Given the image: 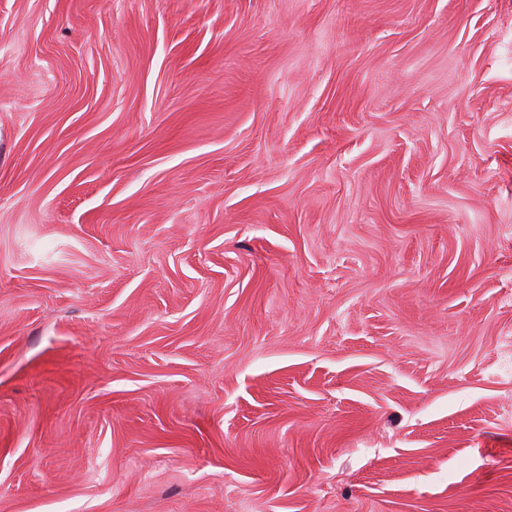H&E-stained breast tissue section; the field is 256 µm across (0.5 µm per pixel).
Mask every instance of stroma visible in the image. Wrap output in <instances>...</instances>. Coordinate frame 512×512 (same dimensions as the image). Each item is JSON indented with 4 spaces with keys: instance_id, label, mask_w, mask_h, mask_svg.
Masks as SVG:
<instances>
[{
    "instance_id": "obj_1",
    "label": "stroma",
    "mask_w": 512,
    "mask_h": 512,
    "mask_svg": "<svg viewBox=\"0 0 512 512\" xmlns=\"http://www.w3.org/2000/svg\"><path fill=\"white\" fill-rule=\"evenodd\" d=\"M0 512H512V0H0Z\"/></svg>"
}]
</instances>
